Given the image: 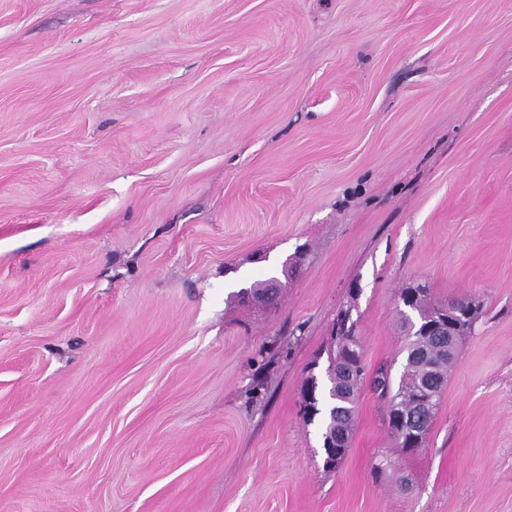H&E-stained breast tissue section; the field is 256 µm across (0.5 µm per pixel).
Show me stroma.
Here are the masks:
<instances>
[{
  "label": "stroma",
  "mask_w": 512,
  "mask_h": 512,
  "mask_svg": "<svg viewBox=\"0 0 512 512\" xmlns=\"http://www.w3.org/2000/svg\"><path fill=\"white\" fill-rule=\"evenodd\" d=\"M411 284L484 305L426 443L366 385L326 471ZM0 512H512V0H0ZM332 336L334 343L336 336H342V339L328 351L324 381L321 385L317 381L315 414L306 422L312 424L317 419L321 439L333 430L336 437L345 432L350 447L357 394L367 374L360 337L358 340L357 336H348L345 330L336 331V328L332 330Z\"/></svg>",
  "instance_id": "1"
}]
</instances>
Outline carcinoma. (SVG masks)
Segmentation results:
<instances>
[{
    "label": "carcinoma",
    "instance_id": "1",
    "mask_svg": "<svg viewBox=\"0 0 512 512\" xmlns=\"http://www.w3.org/2000/svg\"><path fill=\"white\" fill-rule=\"evenodd\" d=\"M399 299L403 305L400 329L405 336L404 370L398 384L394 385L388 371L381 368L372 377L371 386L387 399L389 433L396 447L408 453L413 449L412 438L423 441L431 429L457 349L450 347L448 337L434 336L428 331L441 307L428 302L424 286L417 284L402 289ZM327 360L324 381L316 388L315 414L307 423L318 422L323 436L334 431L350 437L358 390L366 379L361 341L355 336L342 337L336 347L328 351ZM426 385L433 391L434 400L429 412L416 415V432L412 435L399 427L396 407H409L408 390Z\"/></svg>",
    "mask_w": 512,
    "mask_h": 512
}]
</instances>
